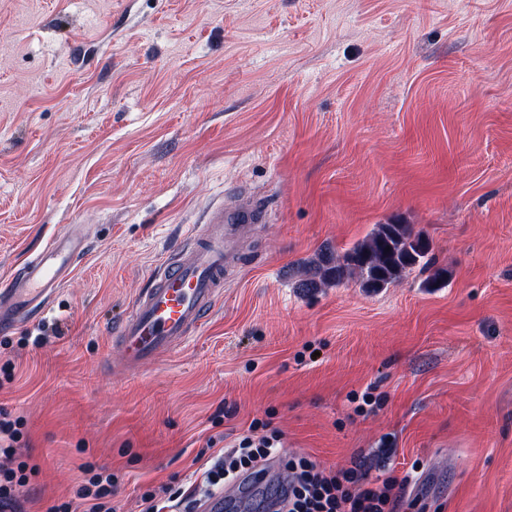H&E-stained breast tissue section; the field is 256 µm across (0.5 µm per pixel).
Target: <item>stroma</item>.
I'll return each mask as SVG.
<instances>
[{
	"label": "stroma",
	"mask_w": 512,
	"mask_h": 512,
	"mask_svg": "<svg viewBox=\"0 0 512 512\" xmlns=\"http://www.w3.org/2000/svg\"><path fill=\"white\" fill-rule=\"evenodd\" d=\"M242 198L266 216L207 324L125 368L111 328ZM392 220L433 268L296 288ZM74 225L88 251L40 323L0 328L24 512L87 463L142 512L255 420L284 456L416 470L398 512H512V0H0V280Z\"/></svg>",
	"instance_id": "obj_1"
}]
</instances>
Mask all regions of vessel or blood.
Here are the masks:
<instances>
[{"mask_svg":"<svg viewBox=\"0 0 512 512\" xmlns=\"http://www.w3.org/2000/svg\"><path fill=\"white\" fill-rule=\"evenodd\" d=\"M262 218L254 208H220L161 264L151 287L112 329L128 365L158 359L201 329L224 291V273L236 258L232 242L239 226ZM87 249L85 238L72 229L50 239L0 290V326L22 325L43 312ZM270 480V467H262L237 492L205 499L199 512H239L242 502Z\"/></svg>","mask_w":512,"mask_h":512,"instance_id":"vessel-or-blood-1","label":"vessel or blood"}]
</instances>
